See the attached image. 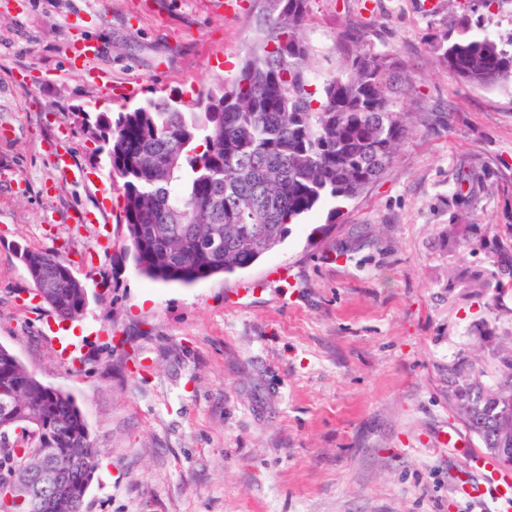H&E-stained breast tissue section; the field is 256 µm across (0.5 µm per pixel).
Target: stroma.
<instances>
[{
  "instance_id": "stroma-1",
  "label": "stroma",
  "mask_w": 512,
  "mask_h": 512,
  "mask_svg": "<svg viewBox=\"0 0 512 512\" xmlns=\"http://www.w3.org/2000/svg\"><path fill=\"white\" fill-rule=\"evenodd\" d=\"M261 0H0V345L72 396L100 455L88 512H473L456 487L461 428L448 366L489 364L477 330L512 336L482 248L452 224L512 242V83H463L432 38L461 15L512 51V0H310L313 76L338 73L336 37L367 27L412 78L411 132L356 200L291 225L254 266L191 286L141 275L118 224L110 166L73 113L190 101L231 83ZM94 44L91 60L78 57ZM133 85L117 101L112 88ZM70 133L74 175L47 147ZM101 210L112 247L85 260ZM62 253L90 302L50 331L16 249ZM255 289L238 295L241 284Z\"/></svg>"
}]
</instances>
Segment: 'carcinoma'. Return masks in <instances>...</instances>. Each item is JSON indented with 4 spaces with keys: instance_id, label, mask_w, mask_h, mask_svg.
Segmentation results:
<instances>
[{
    "instance_id": "carcinoma-1",
    "label": "carcinoma",
    "mask_w": 512,
    "mask_h": 512,
    "mask_svg": "<svg viewBox=\"0 0 512 512\" xmlns=\"http://www.w3.org/2000/svg\"><path fill=\"white\" fill-rule=\"evenodd\" d=\"M268 16L230 85L205 89L187 105L157 97L116 116L99 114L112 133L95 152L106 155L117 186L122 224L137 270L153 281L193 285L218 273L254 265L282 243L298 223L328 198L354 200L392 163L410 129L393 111L412 86L406 66L370 63L367 30L346 29L336 50L343 69L319 90L309 70L303 29L310 0H266ZM432 49L449 73L476 86L512 80V52L470 32L446 33ZM448 241L474 243L470 224L448 226ZM493 302L512 286V244H490ZM36 262L37 276L53 283L42 302L60 319H73L89 303L86 286L50 251L19 247ZM482 349L495 376L459 356L448 366V398L481 447L512 444V336L484 327ZM0 435L39 422L59 449L67 483L91 479L96 449L85 446L87 424L72 397L44 385L7 348L0 346ZM86 448L83 468H69L74 448ZM34 449L23 442L0 445V512H27L10 485L21 467L37 472ZM87 503L65 491L49 493L47 512H86Z\"/></svg>"
}]
</instances>
